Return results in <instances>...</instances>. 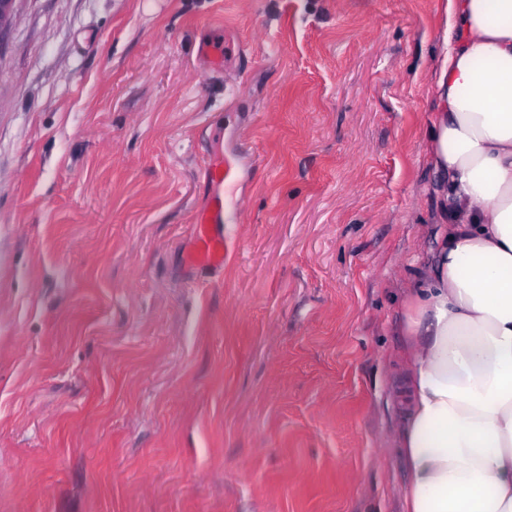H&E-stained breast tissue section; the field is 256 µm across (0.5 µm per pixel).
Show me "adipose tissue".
<instances>
[{
    "label": "adipose tissue",
    "instance_id": "ef3b65f1",
    "mask_svg": "<svg viewBox=\"0 0 512 512\" xmlns=\"http://www.w3.org/2000/svg\"><path fill=\"white\" fill-rule=\"evenodd\" d=\"M430 258L397 296L402 512H512V0H444Z\"/></svg>",
    "mask_w": 512,
    "mask_h": 512
}]
</instances>
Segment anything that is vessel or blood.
<instances>
[{
  "label": "vessel or blood",
  "instance_id": "obj_1",
  "mask_svg": "<svg viewBox=\"0 0 512 512\" xmlns=\"http://www.w3.org/2000/svg\"><path fill=\"white\" fill-rule=\"evenodd\" d=\"M213 186L211 206L197 214L194 225V246L186 255V262L194 268L212 271L224 267V183L231 173L230 165L212 161L207 165Z\"/></svg>",
  "mask_w": 512,
  "mask_h": 512
}]
</instances>
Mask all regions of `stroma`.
<instances>
[{
    "mask_svg": "<svg viewBox=\"0 0 512 512\" xmlns=\"http://www.w3.org/2000/svg\"><path fill=\"white\" fill-rule=\"evenodd\" d=\"M444 29L441 0H16L0 512H400L395 293L435 245ZM207 170L213 186L211 206L196 215L194 246L186 255V262L194 268L212 271L224 268V182L230 177L231 167L224 158L209 162Z\"/></svg>",
    "mask_w": 512,
    "mask_h": 512,
    "instance_id": "obj_1",
    "label": "stroma"
}]
</instances>
